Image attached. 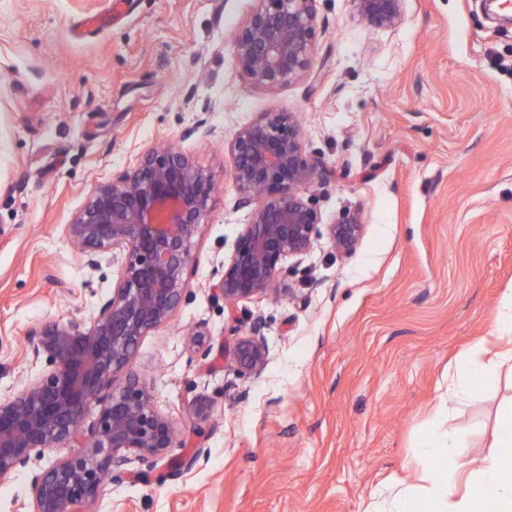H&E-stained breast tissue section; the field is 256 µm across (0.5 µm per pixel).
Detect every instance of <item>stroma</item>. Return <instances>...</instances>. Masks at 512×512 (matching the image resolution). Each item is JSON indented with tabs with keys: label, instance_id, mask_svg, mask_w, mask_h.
<instances>
[{
	"label": "stroma",
	"instance_id": "stroma-1",
	"mask_svg": "<svg viewBox=\"0 0 512 512\" xmlns=\"http://www.w3.org/2000/svg\"><path fill=\"white\" fill-rule=\"evenodd\" d=\"M112 2L0 0V400L39 372L31 329L89 323L116 281L83 265L65 224L96 184L174 140L218 192L186 299L142 337L133 371L179 445L147 480L107 481L90 512H370L386 481L419 485L439 385L494 341L512 289V26L480 0H406L395 28L371 30L351 0H318L310 71L271 94L233 59L256 0H125L120 19L81 31ZM263 112L300 117L307 152L335 171L313 189L323 223L357 211L363 233L347 258L318 238L283 262L288 293L230 312L214 272L250 210L235 204L228 144ZM231 314L261 329L260 375L224 358ZM195 325L208 355L186 338ZM200 401L213 415L199 442L185 424ZM511 401L505 374L459 405L463 459L487 450Z\"/></svg>",
	"mask_w": 512,
	"mask_h": 512
}]
</instances>
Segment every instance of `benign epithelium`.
<instances>
[{
	"instance_id": "7a95c632",
	"label": "benign epithelium",
	"mask_w": 512,
	"mask_h": 512,
	"mask_svg": "<svg viewBox=\"0 0 512 512\" xmlns=\"http://www.w3.org/2000/svg\"><path fill=\"white\" fill-rule=\"evenodd\" d=\"M256 2L233 34L234 58L248 83L274 94L306 75L325 29L317 0ZM351 2L360 22L389 29L402 20L406 0ZM229 151L236 204L252 211L213 284L227 306L282 292L283 260L307 254L323 235L338 256L353 253L363 230L360 214L321 223L306 192L332 171L322 156L306 153L293 113H260L237 130ZM214 190L212 177L179 145L149 147L130 170L98 184L65 225L85 266L95 270L106 260L116 266L117 279L90 324L48 321L32 330L30 360L44 358L49 369L0 400V482L47 451L60 454L31 471L32 512H77L98 498L106 477H144L129 467L131 457L153 463L175 447L172 420L155 410L131 365L141 338L171 321L186 297L192 240ZM227 352L240 375L260 374L269 356L256 328L235 337ZM124 369L125 379L117 380ZM94 406L96 421L87 426ZM209 416L205 404L188 416L195 436Z\"/></svg>"
}]
</instances>
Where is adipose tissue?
Segmentation results:
<instances>
[{"mask_svg": "<svg viewBox=\"0 0 512 512\" xmlns=\"http://www.w3.org/2000/svg\"><path fill=\"white\" fill-rule=\"evenodd\" d=\"M496 320L503 347L491 351L478 343L457 362L435 406L440 424L416 448L424 483L397 493L389 512H479L488 501L494 512H512V404L501 412L493 444L472 460L457 457L463 434L444 425L457 404L474 394L477 381H495L504 367L512 368L511 288L502 291Z\"/></svg>", "mask_w": 512, "mask_h": 512, "instance_id": "adipose-tissue-1", "label": "adipose tissue"}]
</instances>
